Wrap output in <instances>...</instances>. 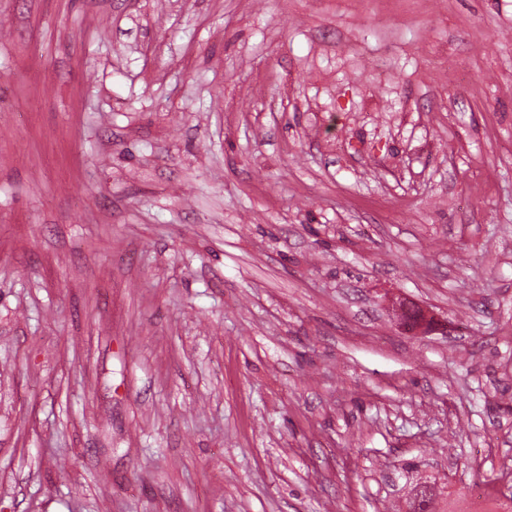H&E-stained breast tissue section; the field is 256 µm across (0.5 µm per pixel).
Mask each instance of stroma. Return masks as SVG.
Returning <instances> with one entry per match:
<instances>
[{"label":"stroma","instance_id":"1","mask_svg":"<svg viewBox=\"0 0 512 512\" xmlns=\"http://www.w3.org/2000/svg\"><path fill=\"white\" fill-rule=\"evenodd\" d=\"M2 21L0 512H495L512 0ZM438 487L439 484L433 486L427 482L416 483L410 492L409 503L412 505L408 506L407 512L428 511L433 503L434 495L438 492Z\"/></svg>","mask_w":512,"mask_h":512}]
</instances>
